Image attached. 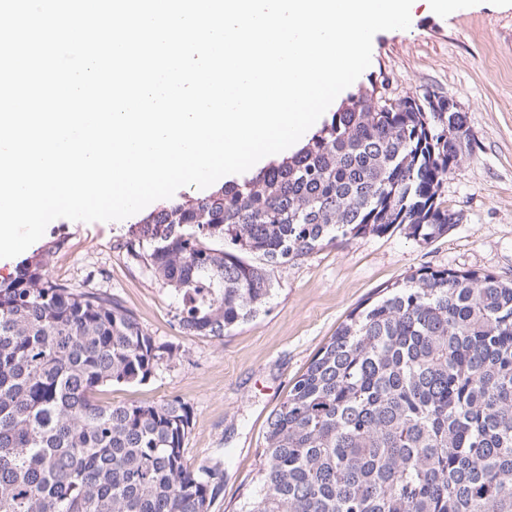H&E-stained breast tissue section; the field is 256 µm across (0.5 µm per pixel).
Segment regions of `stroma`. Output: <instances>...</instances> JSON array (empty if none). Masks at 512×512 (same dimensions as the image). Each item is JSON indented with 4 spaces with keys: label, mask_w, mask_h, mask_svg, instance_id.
I'll return each mask as SVG.
<instances>
[{
    "label": "stroma",
    "mask_w": 512,
    "mask_h": 512,
    "mask_svg": "<svg viewBox=\"0 0 512 512\" xmlns=\"http://www.w3.org/2000/svg\"><path fill=\"white\" fill-rule=\"evenodd\" d=\"M373 82L384 83L392 97L443 95L467 116L473 146L440 196L459 220L431 243L401 230L329 242L273 268L266 311L221 339L181 335L175 292L131 263L121 246L135 217L59 218L28 249L33 255L65 239V249L49 258L50 277L111 293L158 342L173 345V358L148 381L106 388L98 399L158 403L177 396L191 406L186 464L222 472L209 512H238L252 489L271 413L353 309L424 266L512 280V6L482 0L446 18L417 7L409 29L374 36L371 64L355 85Z\"/></svg>",
    "instance_id": "1"
}]
</instances>
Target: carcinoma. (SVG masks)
<instances>
[{"label": "carcinoma", "instance_id": "obj_1", "mask_svg": "<svg viewBox=\"0 0 512 512\" xmlns=\"http://www.w3.org/2000/svg\"><path fill=\"white\" fill-rule=\"evenodd\" d=\"M471 150L463 112L373 84L294 154L170 201L123 244L180 298L186 336L262 312L270 269L324 242L401 228L428 244L458 215L440 188ZM47 252L0 280V512H208L221 472L191 469L192 408L102 405L173 347L112 295L49 277ZM239 512H512V283L424 268L355 308L269 417Z\"/></svg>", "mask_w": 512, "mask_h": 512}]
</instances>
